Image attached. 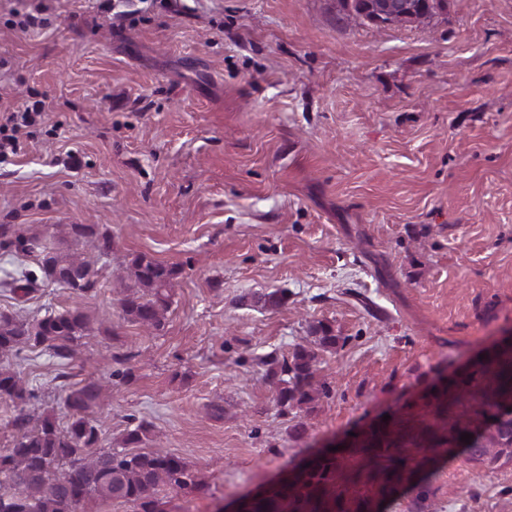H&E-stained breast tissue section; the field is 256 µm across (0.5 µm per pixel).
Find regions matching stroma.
Here are the masks:
<instances>
[{
  "label": "stroma",
  "mask_w": 512,
  "mask_h": 512,
  "mask_svg": "<svg viewBox=\"0 0 512 512\" xmlns=\"http://www.w3.org/2000/svg\"><path fill=\"white\" fill-rule=\"evenodd\" d=\"M38 100L0 160V224H84L112 250L66 239L96 273L82 294L0 248V313L89 315L70 382L105 386L100 447L145 420L143 450L197 470L171 512H215L379 416L430 418L429 390L512 326V0L381 27L337 0H0V105ZM139 255L179 270L158 333L117 302ZM317 320L343 339L319 357L331 395L281 413L261 359ZM7 363L66 424L56 361ZM429 483L388 512H512L511 462L449 458Z\"/></svg>",
  "instance_id": "stroma-1"
}]
</instances>
